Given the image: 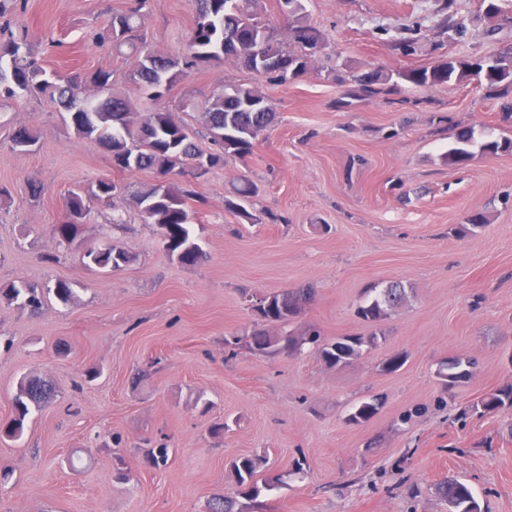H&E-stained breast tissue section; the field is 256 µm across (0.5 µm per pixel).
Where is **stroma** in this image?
I'll return each mask as SVG.
<instances>
[{"label": "stroma", "instance_id": "stroma-1", "mask_svg": "<svg viewBox=\"0 0 512 512\" xmlns=\"http://www.w3.org/2000/svg\"><path fill=\"white\" fill-rule=\"evenodd\" d=\"M443 0H304L329 44L310 73L287 86L260 83L274 125L251 155L213 170L196 185L205 204L193 224L207 253L189 267L162 248L154 226L130 203L149 172L113 171L91 139L76 137L46 99L0 102V286L66 281V305L36 312L0 300V420L26 375L52 379V402L27 421L20 440H0V512H204L216 493L235 495L230 462L262 455L286 484L270 512H448L438 492L451 478L473 491L482 512H512V414L451 419L512 383V154L475 151L462 169L445 166L451 123L477 134H512L500 102L473 85L413 89L419 107L379 101L337 109L327 71L346 61L387 70L432 65L436 54L402 57L380 39L381 25L431 15ZM126 0H27L15 22L45 52L47 70H111L129 86V60L101 47ZM190 0H149L144 28L152 47L176 55L191 29ZM224 63L191 71L163 102L192 131L224 85L251 82ZM446 115L450 124H436ZM37 143L12 150L15 125ZM258 187L251 224L224 209L239 176ZM99 177L120 183L130 230L118 243L136 257L118 271L83 265L53 235L72 190ZM43 187L31 203L28 181ZM475 212L488 218L468 234ZM56 263H44L46 254ZM403 282L405 302L385 322L384 341L352 363L331 367L311 349L225 360L224 339L248 330L246 293L313 287L302 318L332 340L365 332L355 308L372 283ZM403 352L388 373L383 361ZM477 362L473 378L444 392L436 376L448 357ZM100 377L75 388L90 369ZM377 394L382 407L354 425L350 406ZM414 411L411 424L397 417ZM227 421L223 435L211 426ZM166 443V466L145 465L147 444ZM306 456L304 478L291 476Z\"/></svg>", "mask_w": 512, "mask_h": 512}]
</instances>
